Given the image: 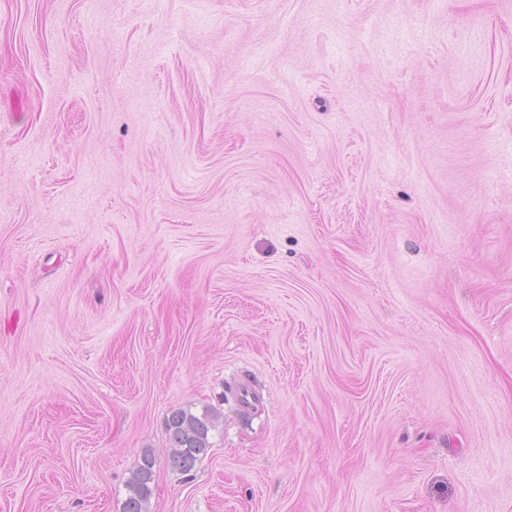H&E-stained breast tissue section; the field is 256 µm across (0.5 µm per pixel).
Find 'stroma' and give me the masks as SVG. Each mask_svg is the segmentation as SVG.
I'll return each instance as SVG.
<instances>
[{
	"label": "stroma",
	"mask_w": 512,
	"mask_h": 512,
	"mask_svg": "<svg viewBox=\"0 0 512 512\" xmlns=\"http://www.w3.org/2000/svg\"><path fill=\"white\" fill-rule=\"evenodd\" d=\"M147 448L148 512H512V0H0V512ZM217 417L205 409L200 415L187 409L171 412L166 422L170 452L169 463L173 470L188 474L211 448L209 434L214 430Z\"/></svg>",
	"instance_id": "stroma-1"
}]
</instances>
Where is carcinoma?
<instances>
[{
    "label": "carcinoma",
    "instance_id": "carcinoma-1",
    "mask_svg": "<svg viewBox=\"0 0 512 512\" xmlns=\"http://www.w3.org/2000/svg\"><path fill=\"white\" fill-rule=\"evenodd\" d=\"M217 416L209 410L197 415L187 409L171 412L166 422L170 452L169 463L173 470L188 474L207 454L211 447L209 434L214 430ZM155 457L152 451L142 452L136 469L127 481V496L122 512H147L146 504L154 481Z\"/></svg>",
    "mask_w": 512,
    "mask_h": 512
}]
</instances>
